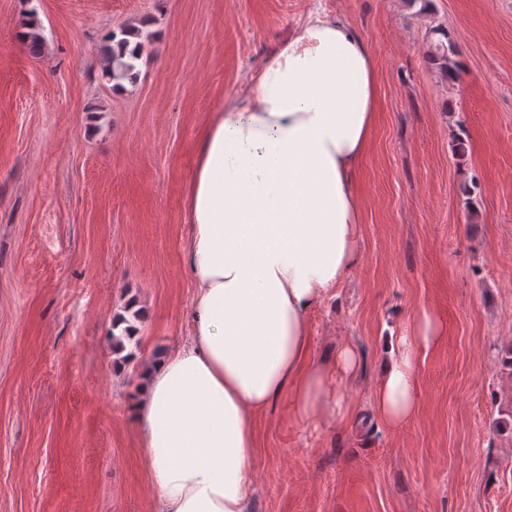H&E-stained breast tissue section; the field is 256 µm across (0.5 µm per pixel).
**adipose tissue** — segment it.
Returning a JSON list of instances; mask_svg holds the SVG:
<instances>
[{
  "mask_svg": "<svg viewBox=\"0 0 512 512\" xmlns=\"http://www.w3.org/2000/svg\"><path fill=\"white\" fill-rule=\"evenodd\" d=\"M375 106L361 38L313 15L207 123L185 196L192 333L148 368L134 416L157 512H249L254 419L278 400L302 421L349 413L358 355L311 359L309 314L360 261ZM441 333L424 311L388 336L372 406L390 427L416 414L417 356Z\"/></svg>",
  "mask_w": 512,
  "mask_h": 512,
  "instance_id": "ef3b65f1",
  "label": "adipose tissue"
}]
</instances>
